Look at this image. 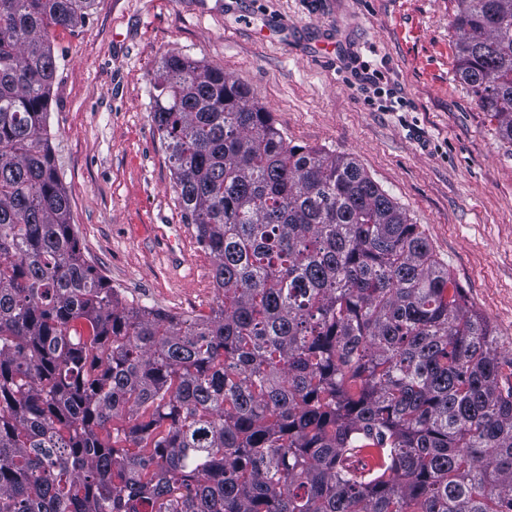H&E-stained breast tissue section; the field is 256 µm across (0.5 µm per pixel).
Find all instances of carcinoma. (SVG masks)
Here are the masks:
<instances>
[{"mask_svg": "<svg viewBox=\"0 0 512 512\" xmlns=\"http://www.w3.org/2000/svg\"><path fill=\"white\" fill-rule=\"evenodd\" d=\"M0 0V512H512L495 332L350 156L288 143L224 71L154 75L215 306H130L85 259L48 142L52 34ZM459 73L512 143V0H455Z\"/></svg>", "mask_w": 512, "mask_h": 512, "instance_id": "carcinoma-1", "label": "carcinoma"}]
</instances>
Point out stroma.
I'll return each mask as SVG.
<instances>
[{
    "label": "stroma",
    "instance_id": "stroma-1",
    "mask_svg": "<svg viewBox=\"0 0 512 512\" xmlns=\"http://www.w3.org/2000/svg\"><path fill=\"white\" fill-rule=\"evenodd\" d=\"M454 0H96L56 31L49 144L87 260L126 303L208 312L150 84L176 53L222 69L289 142L350 155L419 224L512 362V144L461 79ZM369 63L407 102L369 106Z\"/></svg>",
    "mask_w": 512,
    "mask_h": 512
}]
</instances>
